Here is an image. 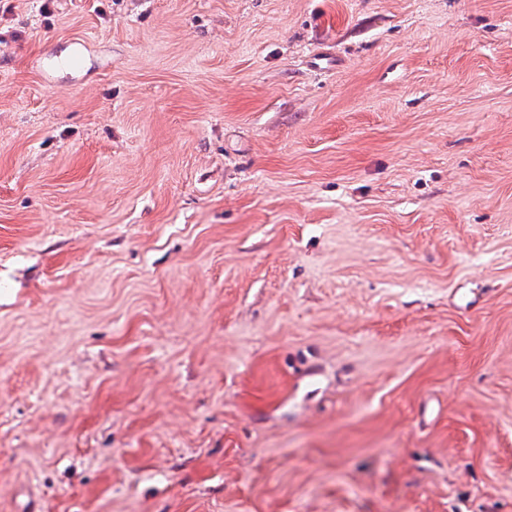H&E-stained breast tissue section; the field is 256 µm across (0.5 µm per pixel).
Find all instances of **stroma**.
Wrapping results in <instances>:
<instances>
[{"label": "stroma", "instance_id": "stroma-1", "mask_svg": "<svg viewBox=\"0 0 512 512\" xmlns=\"http://www.w3.org/2000/svg\"><path fill=\"white\" fill-rule=\"evenodd\" d=\"M0 512H512V0H0Z\"/></svg>", "mask_w": 512, "mask_h": 512}]
</instances>
